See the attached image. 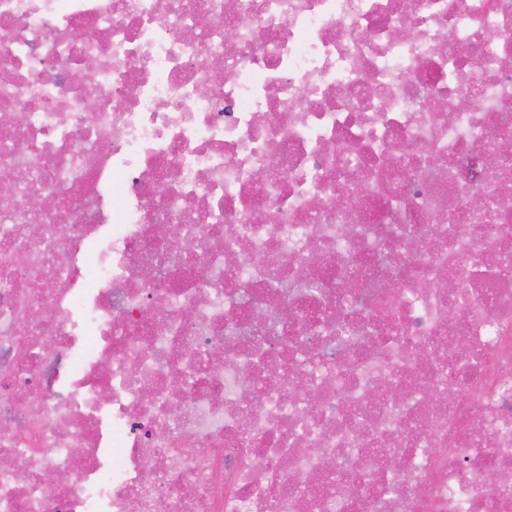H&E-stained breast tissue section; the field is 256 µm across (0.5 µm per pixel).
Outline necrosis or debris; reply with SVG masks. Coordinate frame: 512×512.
Wrapping results in <instances>:
<instances>
[{
    "instance_id": "4bbe7bcc",
    "label": "necrosis or debris",
    "mask_w": 512,
    "mask_h": 512,
    "mask_svg": "<svg viewBox=\"0 0 512 512\" xmlns=\"http://www.w3.org/2000/svg\"><path fill=\"white\" fill-rule=\"evenodd\" d=\"M1 107L0 512H512V0H0Z\"/></svg>"
}]
</instances>
